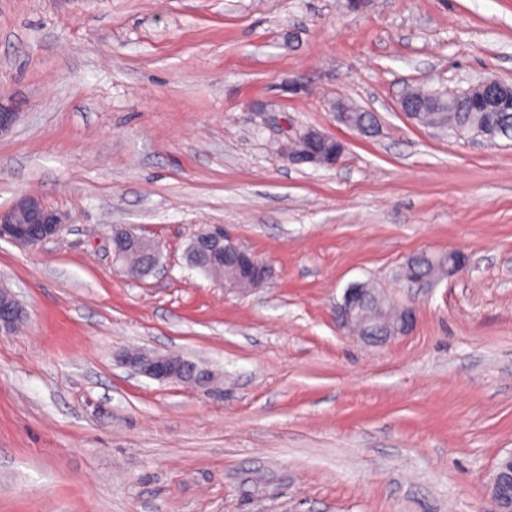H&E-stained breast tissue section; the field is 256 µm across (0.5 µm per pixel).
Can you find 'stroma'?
<instances>
[{
	"instance_id": "1",
	"label": "stroma",
	"mask_w": 512,
	"mask_h": 512,
	"mask_svg": "<svg viewBox=\"0 0 512 512\" xmlns=\"http://www.w3.org/2000/svg\"><path fill=\"white\" fill-rule=\"evenodd\" d=\"M512 83V0H0V209L33 193L59 238L0 241L24 303L0 335V512H489L512 451V141L398 109L406 85ZM372 112L367 136L336 118ZM333 167L282 156L309 129ZM161 271L129 277L113 226ZM224 225L253 290L185 260ZM457 252L431 285L399 277ZM373 281L416 309L383 344L336 307ZM216 381L131 375L129 350ZM136 251L140 255V264L147 263L152 269L156 267L160 258L158 246L142 234H139L131 225H116L112 228V254L116 261L125 265V270L131 278H139L140 266L129 262V255ZM188 251L194 257L208 261L216 268L212 278L220 283L237 287L235 283H229L220 272L223 266L226 269L231 264L238 273L239 282L249 284L251 288L261 286L270 277L269 265L256 254L243 247L232 235L224 230L221 224L209 225L199 231L191 240ZM186 252V260L191 265L189 253ZM455 257L452 260V266L448 268V261H445L444 255H430L431 259H424L423 254L414 256L415 266L413 270L417 276L425 280L426 282H432L442 276H451L457 273L465 266V259L459 254L451 253ZM445 261V262H444ZM403 279L409 284L422 285L423 280H419L415 277H403Z\"/></svg>"
}]
</instances>
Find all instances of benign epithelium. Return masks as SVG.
I'll list each match as a JSON object with an SVG mask.
<instances>
[{
    "mask_svg": "<svg viewBox=\"0 0 512 512\" xmlns=\"http://www.w3.org/2000/svg\"><path fill=\"white\" fill-rule=\"evenodd\" d=\"M481 88L479 98L486 110L495 112L507 105L512 94L503 86L502 81L493 78H479L470 83ZM19 113L14 104L0 97V137L10 132L17 122ZM344 145L319 130L311 129L289 147L288 161L294 164L334 166L342 156ZM66 226L63 215L41 201L33 194L18 199L7 210H0V240L18 245H36L47 239L59 236ZM140 255V263L154 268L159 262L158 246L139 234L131 225L112 226V254L124 263L128 276L140 277L139 263L129 262L131 252ZM188 251L194 257L208 261L217 272L213 279L227 283L220 269L231 265L238 273L241 282L252 288L261 286L270 277L269 265L256 254L243 247L221 224H212L198 232L191 240ZM370 289L353 284L345 289L342 302L336 308L339 324L356 332L362 338L373 343H384L391 338L407 334L413 327L414 310L402 306L389 312L382 322L373 323L364 310V299ZM26 318L20 302L15 305L0 306V334L10 335L16 331L19 323ZM121 363L134 372L159 382L194 381L202 384L209 380V374L198 369L197 365L183 357L142 352L137 356L128 354ZM511 461L506 465L497 462L490 483V495L494 512H512V453L504 455Z\"/></svg>",
    "mask_w": 512,
    "mask_h": 512,
    "instance_id": "benign-epithelium-1",
    "label": "benign epithelium"
}]
</instances>
